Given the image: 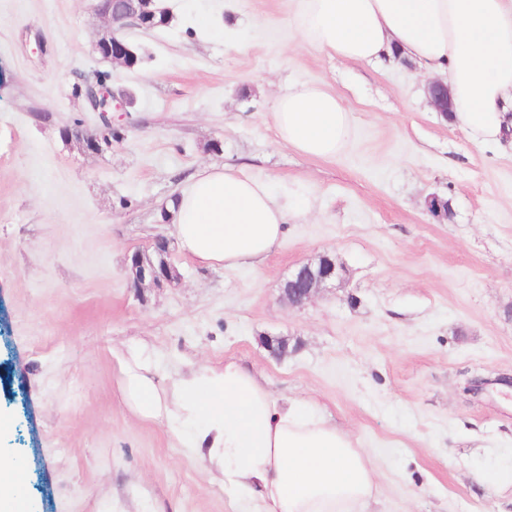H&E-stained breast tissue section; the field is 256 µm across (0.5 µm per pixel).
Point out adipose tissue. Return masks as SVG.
Returning a JSON list of instances; mask_svg holds the SVG:
<instances>
[{"label": "adipose tissue", "mask_w": 512, "mask_h": 512, "mask_svg": "<svg viewBox=\"0 0 512 512\" xmlns=\"http://www.w3.org/2000/svg\"><path fill=\"white\" fill-rule=\"evenodd\" d=\"M293 19L301 40L329 57L399 54L447 75L453 116L472 139L495 143L512 130V0H295ZM272 117L280 140L311 157L336 156L353 131L351 112L320 84L288 85ZM288 211L266 183L227 167L195 173L171 206L182 251L227 270L264 263ZM126 389L141 416L202 420L183 445L207 449L248 512H366L381 496L370 453L351 434L305 402L276 399L238 362L193 373L168 398L138 370ZM0 512H30L25 467L5 448Z\"/></svg>", "instance_id": "adipose-tissue-1"}]
</instances>
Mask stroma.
Instances as JSON below:
<instances>
[{
    "label": "stroma",
    "mask_w": 512,
    "mask_h": 512,
    "mask_svg": "<svg viewBox=\"0 0 512 512\" xmlns=\"http://www.w3.org/2000/svg\"><path fill=\"white\" fill-rule=\"evenodd\" d=\"M165 4L167 26L127 30L143 58L129 70L93 53L107 23L86 0H0V446L23 458L35 512H244L183 427L139 416L125 390L141 366L170 392L228 360L351 432L383 512H512V485L483 479L512 468V137L470 139L411 62L304 44L293 0ZM103 74L135 104L110 115L124 140L88 153L60 129L102 130L74 87ZM295 81L352 113L336 156L279 140L271 104ZM224 165L307 210L259 268L175 249L180 280L135 291L127 255L174 238L163 211ZM324 253L343 282L289 307L284 282ZM267 336L288 337L287 356ZM474 373L493 383L471 396Z\"/></svg>",
    "instance_id": "35a3bbf8"
}]
</instances>
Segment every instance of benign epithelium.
I'll use <instances>...</instances> for the list:
<instances>
[{
  "label": "benign epithelium",
  "mask_w": 512,
  "mask_h": 512,
  "mask_svg": "<svg viewBox=\"0 0 512 512\" xmlns=\"http://www.w3.org/2000/svg\"><path fill=\"white\" fill-rule=\"evenodd\" d=\"M90 8L108 22L106 31L95 41L93 52L104 60L126 68L135 66L137 55L124 38V30L136 26L151 30L152 17L160 13L168 15V9L161 6L162 0H89ZM108 75L104 74L94 83L78 90L95 112L115 110L124 112L131 105L125 96L117 97L107 85ZM430 106L443 117H448V85L441 80L430 82L426 87ZM66 138L76 140L87 152L100 153L112 146V142L124 138L118 128H110L104 133L89 132L79 123L66 128ZM168 241L158 238L151 249L135 251L129 258L131 285L142 290L148 286L158 288L163 283L179 279V273L168 261ZM345 269L336 263L335 258L323 254L318 261L300 265L289 276L282 288V296L292 307H302L310 302L322 288H328L343 279ZM265 346L270 353L281 358L288 354L289 342L285 337H268Z\"/></svg>",
  "instance_id": "1"
}]
</instances>
